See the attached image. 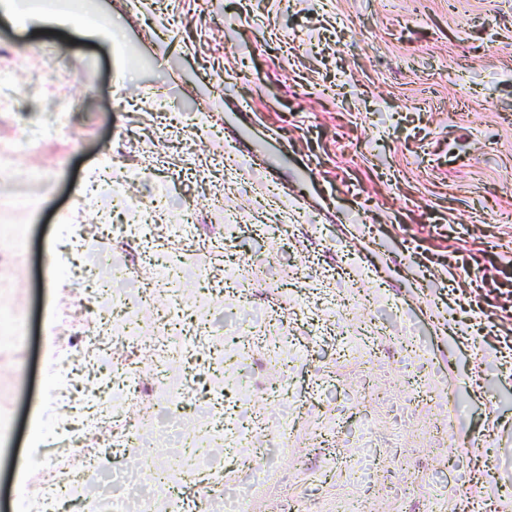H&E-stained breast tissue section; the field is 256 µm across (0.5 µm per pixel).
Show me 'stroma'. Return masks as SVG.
<instances>
[{"label": "stroma", "mask_w": 512, "mask_h": 512, "mask_svg": "<svg viewBox=\"0 0 512 512\" xmlns=\"http://www.w3.org/2000/svg\"><path fill=\"white\" fill-rule=\"evenodd\" d=\"M85 2L119 44L0 14V137L79 106L0 166V313L18 330L0 335V506L43 493L37 460L64 415L44 397L60 379L44 319L71 309L61 255L70 224L93 221L92 176L128 152L134 203L172 193L169 220L190 205L203 235L248 225L229 245L271 258L252 311L319 321L287 326L301 426L245 449L226 486L272 468L254 512H512V0ZM19 182L35 207L14 204Z\"/></svg>", "instance_id": "stroma-1"}]
</instances>
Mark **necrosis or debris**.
<instances>
[{
  "label": "necrosis or debris",
  "instance_id": "4bbe7bcc",
  "mask_svg": "<svg viewBox=\"0 0 512 512\" xmlns=\"http://www.w3.org/2000/svg\"><path fill=\"white\" fill-rule=\"evenodd\" d=\"M195 214L186 211L182 223L165 227L168 237L190 241L223 257L222 278L244 299L252 275L267 264V256H225L222 240H203L194 233ZM109 274L100 263H83L75 279L77 302L72 313L52 315L48 330L53 337L54 358L62 377L73 375L88 363L107 362L86 400L75 406L50 450L42 455L44 508L56 512L69 503L74 486L90 490L78 512H252L261 482L226 493L224 482L212 478V460L224 446V433L232 428L224 411L194 420L185 404L194 392L188 374H175L173 365L196 350L212 348L211 339L223 335L229 350H215L219 364L210 389L220 394L226 378L223 363L262 351L270 367L288 355V338L280 319L242 322L216 328L209 316L210 300L187 292L185 281L210 282L201 269L186 270L163 260L153 263L154 278L140 280L130 247L119 251ZM213 349V348H212ZM156 368L146 380L141 356ZM265 394L271 413L254 411L250 422L236 427L240 446H251L258 430L287 439L300 423V412L288 402L286 374L268 382ZM148 399L155 415L149 425L130 417L131 406ZM149 431L163 450L146 460L138 447L142 431ZM125 449L120 469L104 471L101 457ZM192 466H184V459Z\"/></svg>",
  "mask_w": 512,
  "mask_h": 512
}]
</instances>
